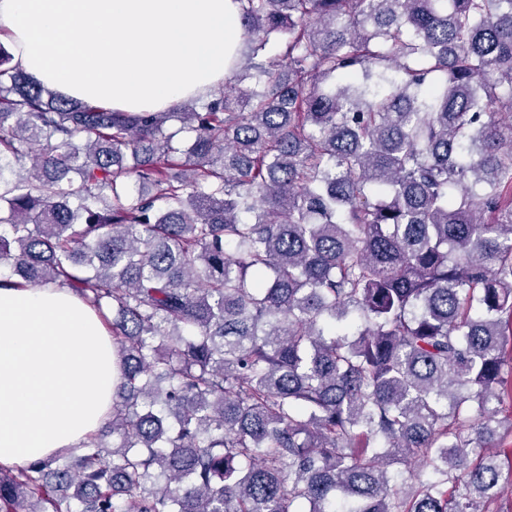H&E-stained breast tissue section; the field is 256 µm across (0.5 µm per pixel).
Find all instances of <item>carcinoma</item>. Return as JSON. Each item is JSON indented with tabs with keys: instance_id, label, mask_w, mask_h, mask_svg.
Wrapping results in <instances>:
<instances>
[{
	"instance_id": "carcinoma-1",
	"label": "carcinoma",
	"mask_w": 512,
	"mask_h": 512,
	"mask_svg": "<svg viewBox=\"0 0 512 512\" xmlns=\"http://www.w3.org/2000/svg\"><path fill=\"white\" fill-rule=\"evenodd\" d=\"M238 2L200 112L66 98L0 43V269L112 311L120 374L76 460L0 468V512H488L512 0Z\"/></svg>"
}]
</instances>
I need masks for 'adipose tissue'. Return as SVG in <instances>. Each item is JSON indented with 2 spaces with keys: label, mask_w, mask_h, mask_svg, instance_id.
Listing matches in <instances>:
<instances>
[{
  "label": "adipose tissue",
  "mask_w": 512,
  "mask_h": 512,
  "mask_svg": "<svg viewBox=\"0 0 512 512\" xmlns=\"http://www.w3.org/2000/svg\"><path fill=\"white\" fill-rule=\"evenodd\" d=\"M234 0H0V40L34 81L120 112H163L223 83ZM118 373L96 309L60 284L0 281V465L81 447Z\"/></svg>",
  "instance_id": "ef3b65f1"
}]
</instances>
